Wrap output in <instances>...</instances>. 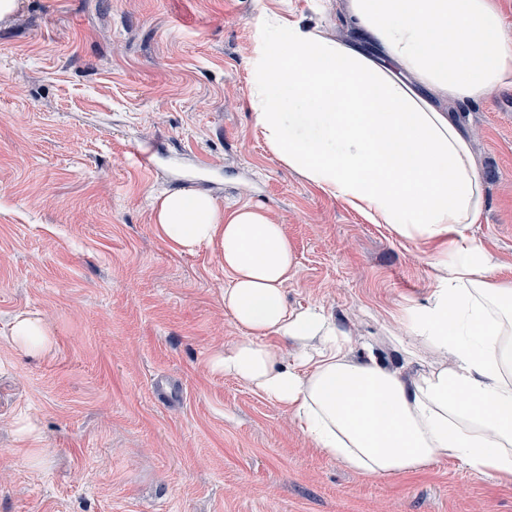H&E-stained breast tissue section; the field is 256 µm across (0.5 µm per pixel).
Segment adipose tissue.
<instances>
[{
  "mask_svg": "<svg viewBox=\"0 0 512 512\" xmlns=\"http://www.w3.org/2000/svg\"><path fill=\"white\" fill-rule=\"evenodd\" d=\"M344 19L376 55L264 17L251 108L277 161L394 237L435 249L426 306L390 331L428 370L404 378L323 309L289 307L296 256L264 209L164 192L154 231L173 250H209L227 278L219 300L240 334L213 353L211 372L284 405L320 453L378 477L453 458L512 482V284L467 234L485 183L442 105L512 80V36L494 0H346ZM9 338L32 356L54 346L31 315L13 320Z\"/></svg>",
  "mask_w": 512,
  "mask_h": 512,
  "instance_id": "obj_1",
  "label": "adipose tissue"
}]
</instances>
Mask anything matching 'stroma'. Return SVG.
<instances>
[{
	"label": "stroma",
	"mask_w": 512,
	"mask_h": 512,
	"mask_svg": "<svg viewBox=\"0 0 512 512\" xmlns=\"http://www.w3.org/2000/svg\"><path fill=\"white\" fill-rule=\"evenodd\" d=\"M19 2L0 22V512H512V486L454 459L351 471L281 404L210 374L239 334L224 274L154 233L155 192L262 206L297 256L289 306L425 370L389 330L426 304L429 255L279 164L250 105L258 22L358 41L336 0ZM448 109L485 177L469 233L512 282V82ZM144 139L150 174L130 158ZM25 313L49 328L47 357L11 343ZM26 415L39 440L19 437Z\"/></svg>",
	"instance_id": "stroma-1"
}]
</instances>
